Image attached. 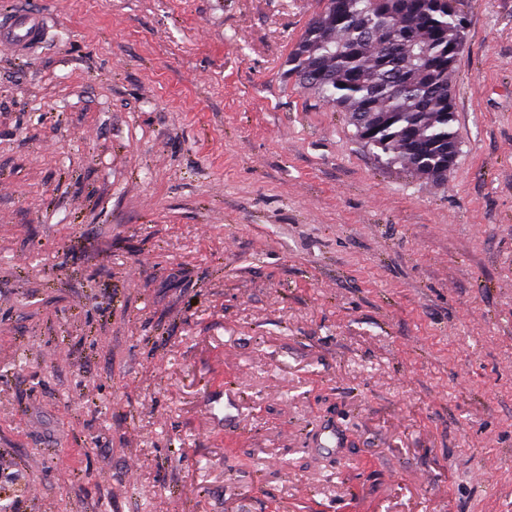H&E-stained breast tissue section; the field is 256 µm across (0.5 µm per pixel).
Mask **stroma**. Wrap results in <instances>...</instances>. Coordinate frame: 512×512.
I'll list each match as a JSON object with an SVG mask.
<instances>
[{
	"instance_id": "stroma-1",
	"label": "stroma",
	"mask_w": 512,
	"mask_h": 512,
	"mask_svg": "<svg viewBox=\"0 0 512 512\" xmlns=\"http://www.w3.org/2000/svg\"><path fill=\"white\" fill-rule=\"evenodd\" d=\"M458 6L435 181L289 76L318 0H0L49 19L0 47V512H512V0Z\"/></svg>"
}]
</instances>
